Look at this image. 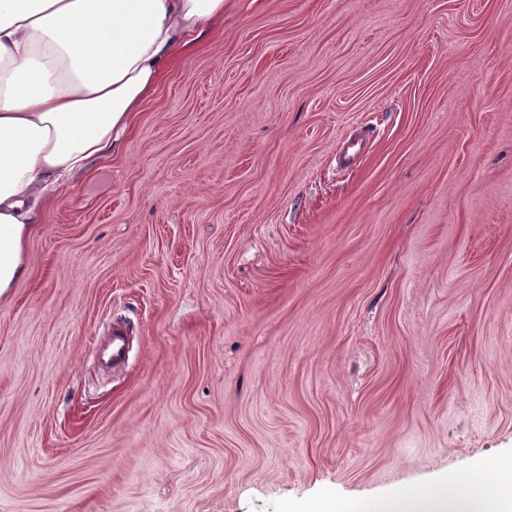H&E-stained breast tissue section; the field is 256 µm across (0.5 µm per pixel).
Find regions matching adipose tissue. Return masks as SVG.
Masks as SVG:
<instances>
[{
	"label": "adipose tissue",
	"instance_id": "adipose-tissue-1",
	"mask_svg": "<svg viewBox=\"0 0 512 512\" xmlns=\"http://www.w3.org/2000/svg\"><path fill=\"white\" fill-rule=\"evenodd\" d=\"M224 0H0V293L21 275L41 194L111 154L165 65ZM490 494L424 489L358 512H512V458Z\"/></svg>",
	"mask_w": 512,
	"mask_h": 512
}]
</instances>
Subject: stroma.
Listing matches in <instances>:
<instances>
[{"instance_id":"1","label":"stroma","mask_w":512,"mask_h":512,"mask_svg":"<svg viewBox=\"0 0 512 512\" xmlns=\"http://www.w3.org/2000/svg\"><path fill=\"white\" fill-rule=\"evenodd\" d=\"M22 257L0 512L467 490L512 457V0H225Z\"/></svg>"}]
</instances>
